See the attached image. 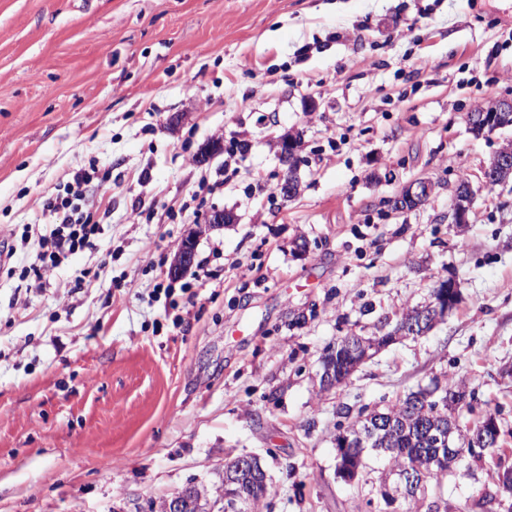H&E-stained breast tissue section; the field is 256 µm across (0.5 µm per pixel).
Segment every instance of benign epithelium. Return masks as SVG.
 <instances>
[{"label": "benign epithelium", "instance_id": "1", "mask_svg": "<svg viewBox=\"0 0 512 512\" xmlns=\"http://www.w3.org/2000/svg\"><path fill=\"white\" fill-rule=\"evenodd\" d=\"M467 123L472 134L480 136L498 130L512 128V99L503 98L493 102L477 112L467 116ZM512 177V146L500 149L494 156L490 166L483 172V179L488 185L504 184ZM431 191V186L424 180H416L404 187L402 192L389 200L392 210L399 212L413 209L423 204ZM472 190L469 181L458 184L451 206L452 223H466L467 214L472 203ZM224 225V214H213L211 223L201 224L180 244L169 274L175 277L186 272L195 258L196 241L199 234L211 228ZM459 289L454 278L442 280L433 289L431 300L423 306L415 308L409 315L401 318L395 328L383 336L366 339L361 336H350L347 343H356L353 352L354 360L348 370L336 372V354L331 350L323 358L320 374L321 387L330 390L347 382L354 371L373 354L382 348L404 337H416L426 334L441 321L457 305ZM409 399L418 401L424 406L432 405L437 410L448 411V422L432 424L423 429L426 445L432 448L433 461H448V469L457 467L467 455H476L489 448L498 446L501 430L495 416H487L479 429L470 434L465 446L460 448L455 443L459 411L472 402L471 393L464 387L449 390L440 382L430 386H419L407 393ZM399 430V424L391 415L374 410L366 424V429L355 434L343 430L336 437V475L345 481L354 480L361 468L350 466L351 460L363 458L367 449L380 444L381 440H389ZM258 457L251 455L237 456V465L231 470H224V484L250 482L255 485L267 486L266 476L260 473ZM429 470L416 466L394 469L383 481V493L391 497L393 494H413L425 488L428 483ZM498 491L488 507L492 512L505 506L507 498L512 497V475H500L497 481Z\"/></svg>", "mask_w": 512, "mask_h": 512}]
</instances>
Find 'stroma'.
Instances as JSON below:
<instances>
[{"mask_svg": "<svg viewBox=\"0 0 512 512\" xmlns=\"http://www.w3.org/2000/svg\"><path fill=\"white\" fill-rule=\"evenodd\" d=\"M502 98L512 0H0V512H150L241 454L267 476L259 512H468L512 467V181L483 182L512 130L466 122ZM234 139L249 149L228 177ZM90 167L109 175L83 191L92 246L23 277L45 198ZM414 179L429 199L391 212ZM215 210L233 221L197 240L203 268L171 277ZM450 276L445 322L320 389L327 347ZM434 377L474 392L462 428L496 415L500 448L389 505L376 455L337 478L349 418ZM472 196L473 193L468 179L464 182H459L451 206L453 223H466L467 214L473 199Z\"/></svg>", "mask_w": 512, "mask_h": 512, "instance_id": "1", "label": "stroma"}]
</instances>
